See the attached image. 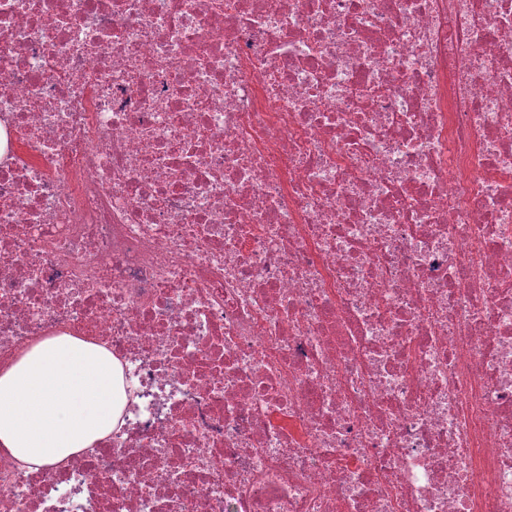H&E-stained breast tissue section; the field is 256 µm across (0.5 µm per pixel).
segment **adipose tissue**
<instances>
[{"mask_svg": "<svg viewBox=\"0 0 512 512\" xmlns=\"http://www.w3.org/2000/svg\"><path fill=\"white\" fill-rule=\"evenodd\" d=\"M124 404L110 352L46 338L0 370V448L31 471L58 466L108 436Z\"/></svg>", "mask_w": 512, "mask_h": 512, "instance_id": "ef3b65f1", "label": "adipose tissue"}]
</instances>
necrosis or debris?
<instances>
[{"label":"necrosis or debris","mask_w":512,"mask_h":512,"mask_svg":"<svg viewBox=\"0 0 512 512\" xmlns=\"http://www.w3.org/2000/svg\"><path fill=\"white\" fill-rule=\"evenodd\" d=\"M0 369L127 402L0 512H512V0H0Z\"/></svg>","instance_id":"obj_1"}]
</instances>
